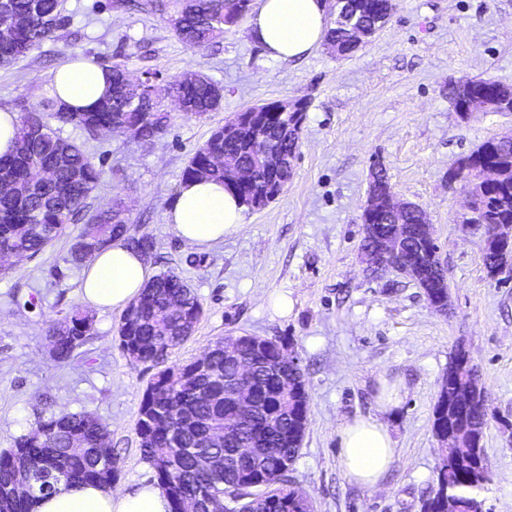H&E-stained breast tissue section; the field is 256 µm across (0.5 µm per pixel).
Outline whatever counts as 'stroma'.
<instances>
[{
	"label": "stroma",
	"instance_id": "35a3bbf8",
	"mask_svg": "<svg viewBox=\"0 0 512 512\" xmlns=\"http://www.w3.org/2000/svg\"><path fill=\"white\" fill-rule=\"evenodd\" d=\"M381 29L352 56L326 47L289 60L270 58L252 38L249 18L204 50H187L168 23L133 0H64L69 24L25 59L0 67V109L51 99L52 74L68 59L119 62L136 76L170 81L193 69L224 87L207 118L174 113L167 131L146 144L109 133L90 149L106 171L90 204L123 198L134 231L153 236L155 273L172 271L195 290L203 315L171 354L182 365L227 336L291 340L310 396L308 427L293 480L316 512H419L439 464L431 431L450 357L464 346L489 405L485 448L494 479L491 512H512V269L488 277L479 230L461 224L456 160L487 139L512 136V113L477 109L460 117L448 82L468 74L512 83V0H395ZM306 100L293 175L284 192L246 215L224 240L191 245L167 222L181 174L213 128L237 112L273 101ZM386 170L393 198L419 206L439 247L448 309L430 308L410 278L371 279L360 254V216L374 165ZM68 241L0 278V451L38 416L92 414L109 433L119 461L115 487L149 484L136 421L154 371L119 348L121 311L94 314L91 338L71 362L54 360L52 320L82 306L81 270L66 264ZM288 293L289 316L269 297ZM401 399L387 422L394 464L378 488L343 476L337 425L375 414L381 381Z\"/></svg>",
	"mask_w": 512,
	"mask_h": 512
}]
</instances>
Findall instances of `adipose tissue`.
<instances>
[{
  "label": "adipose tissue",
  "instance_id": "1",
  "mask_svg": "<svg viewBox=\"0 0 512 512\" xmlns=\"http://www.w3.org/2000/svg\"><path fill=\"white\" fill-rule=\"evenodd\" d=\"M251 32L270 57L294 59L322 44L327 29L324 0H259ZM112 75L91 60H74L55 72L51 90L70 110L92 109L105 97ZM245 207L223 184L197 179L183 182L169 213V222L185 242L205 245L241 229ZM153 271L144 257L113 241L85 264L82 295L96 310L125 309L136 301ZM399 402L393 390H383L379 414L341 422L336 430L340 467L351 483L373 489L396 458L395 442L384 423ZM34 512H170V500L157 485H135L115 491L91 484L59 485L38 501Z\"/></svg>",
  "mask_w": 512,
  "mask_h": 512
}]
</instances>
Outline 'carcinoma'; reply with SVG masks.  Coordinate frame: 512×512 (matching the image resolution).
Here are the masks:
<instances>
[{
  "label": "carcinoma",
  "instance_id": "cac0c4a2",
  "mask_svg": "<svg viewBox=\"0 0 512 512\" xmlns=\"http://www.w3.org/2000/svg\"><path fill=\"white\" fill-rule=\"evenodd\" d=\"M370 23L391 15L393 0H355ZM252 0H144L141 8L167 17L172 32L188 49L213 44L224 35L228 20L247 14ZM0 24L8 36L0 37V66L16 63L68 24L59 0H4ZM325 44L340 46L351 56L358 46L340 26L327 29ZM112 94L96 109L72 112L52 99L23 108L18 119L14 150L0 157V254L23 263L42 253L75 226L77 232L64 261L79 268L97 250L117 238L128 248L150 258L154 241L132 232L120 200L104 209H92L88 199L101 185L105 171L88 145L103 130L118 127L141 142H152L167 130L172 115L162 105V92L176 94L190 104V116L203 119L217 111L224 87L206 75L187 70L149 92L146 79H132L115 63ZM480 98L494 112H512V85L477 77H462L448 84V99ZM71 127L81 133L77 141L64 135ZM299 142L283 146L286 166L282 178L290 180ZM259 145L250 139L226 143L220 128L190 157L182 179L211 178L230 186L231 171L224 159L254 169L249 193L264 192L267 167L257 158ZM498 169L492 182H478L479 166ZM462 187H474L472 211L485 225L482 257L488 275L499 263L493 236L498 224H512V142L488 140L458 162ZM202 304L195 291L177 274L156 276L141 297L125 310L119 328L120 347L130 361L157 366L188 339L189 325L200 319ZM92 335L91 317L76 309L51 323L52 355L61 362L73 357ZM239 357L255 365L253 406L239 414L224 388L236 374V362L224 357L215 343L205 368L192 361L169 366L154 375L144 391L136 423L143 457L154 470L170 499V512H181L182 503L197 497L224 500L226 512H302L304 492L293 485L290 472L302 447V421L308 417L309 395L302 369L280 360L273 342L260 350L248 343ZM461 418L470 427L469 438L455 437L441 451L446 462L435 471L434 485L422 500L423 512H480L483 491L494 473L483 440L488 404L476 365L463 347L455 349L444 374L433 411L434 436L453 429ZM229 430L246 442L250 452L231 455L210 439ZM106 429L88 414L61 413L37 417L35 426L18 437L13 448L0 453V481L17 464L28 467L33 490L13 502L14 512H32L37 501L61 483L112 487L119 462L115 456L101 460L99 448ZM68 448H81L73 455Z\"/></svg>",
  "mask_w": 512,
  "mask_h": 512
}]
</instances>
